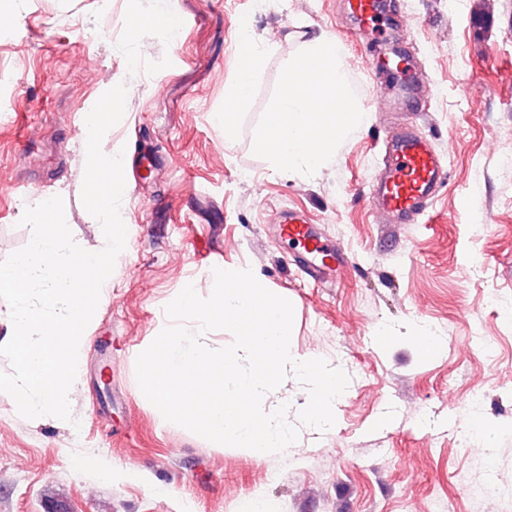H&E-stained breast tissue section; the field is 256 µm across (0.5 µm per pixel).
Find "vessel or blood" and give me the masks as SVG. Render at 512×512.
<instances>
[{"instance_id": "vessel-or-blood-1", "label": "vessel or blood", "mask_w": 512, "mask_h": 512, "mask_svg": "<svg viewBox=\"0 0 512 512\" xmlns=\"http://www.w3.org/2000/svg\"><path fill=\"white\" fill-rule=\"evenodd\" d=\"M352 15L365 26H372L380 11L379 0H347ZM401 79L402 104L414 107L415 91L424 80L415 70L397 65ZM447 183L443 156L422 135L407 131L385 143L383 167L369 185L368 203L378 223L413 224L424 216L429 205ZM276 237L293 245L295 262L302 273L316 284H331L344 264L340 248L318 233L301 211H280L274 224Z\"/></svg>"}]
</instances>
